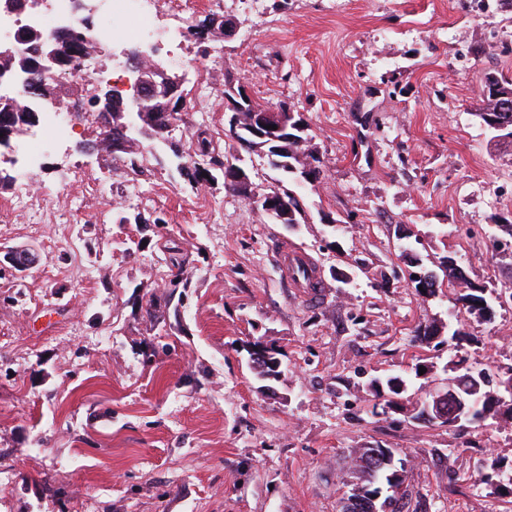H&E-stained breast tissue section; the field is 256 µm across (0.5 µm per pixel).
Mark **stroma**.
Instances as JSON below:
<instances>
[{
    "mask_svg": "<svg viewBox=\"0 0 512 512\" xmlns=\"http://www.w3.org/2000/svg\"><path fill=\"white\" fill-rule=\"evenodd\" d=\"M218 13L237 34L200 50L185 39L161 53L187 75L189 112L169 137L207 128L226 158L248 159L226 135L224 77L254 104L294 103L320 183L303 185L304 223L275 224L223 181L191 186L152 148L136 173L85 155L94 118L44 141L27 178L0 186V251L39 260L0 280V512H338L349 450L411 456L412 512H512V496L479 473H512V436L494 420L463 429L376 415L367 382L409 376L411 402L456 374L512 369V249H493L512 224V151L476 116L487 73L512 74V53H485L512 35L502 0H196L191 20ZM97 31L107 74L128 78L124 45ZM250 159V158H249ZM162 214V225L120 223ZM187 255L181 299L167 285ZM303 249L327 287L309 303L280 266ZM418 265H411V258ZM451 259L483 288L491 312L455 317L447 289L414 288V267ZM350 281H342V273ZM461 322L465 338L448 344ZM437 341L414 347L418 326ZM281 355L263 380L250 342ZM423 374H416V367Z\"/></svg>",
    "mask_w": 512,
    "mask_h": 512,
    "instance_id": "1",
    "label": "stroma"
}]
</instances>
